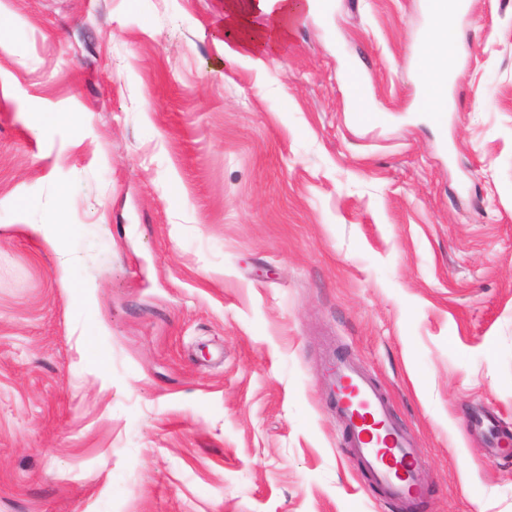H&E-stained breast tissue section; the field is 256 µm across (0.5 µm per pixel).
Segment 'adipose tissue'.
<instances>
[{"mask_svg":"<svg viewBox=\"0 0 512 512\" xmlns=\"http://www.w3.org/2000/svg\"><path fill=\"white\" fill-rule=\"evenodd\" d=\"M314 0H224L219 26L228 58H262L290 38Z\"/></svg>","mask_w":512,"mask_h":512,"instance_id":"1","label":"adipose tissue"}]
</instances>
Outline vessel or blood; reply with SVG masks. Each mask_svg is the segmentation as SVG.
<instances>
[{
	"instance_id": "1",
	"label": "vessel or blood",
	"mask_w": 512,
	"mask_h": 512,
	"mask_svg": "<svg viewBox=\"0 0 512 512\" xmlns=\"http://www.w3.org/2000/svg\"><path fill=\"white\" fill-rule=\"evenodd\" d=\"M453 56L443 61L431 59L425 45H418L413 53L417 75L436 70L433 80L424 84L425 110L438 125L448 120V72ZM346 83L359 119H366L370 110L363 94V78L354 69L346 73ZM339 416L349 436V446L357 455L359 464L372 474L387 499L407 504L420 498L425 491L420 462L413 448L411 436L395 424L385 398L351 360L337 361L332 377Z\"/></svg>"
}]
</instances>
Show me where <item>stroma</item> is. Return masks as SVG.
Returning <instances> with one entry per match:
<instances>
[{
	"instance_id": "stroma-1",
	"label": "stroma",
	"mask_w": 512,
	"mask_h": 512,
	"mask_svg": "<svg viewBox=\"0 0 512 512\" xmlns=\"http://www.w3.org/2000/svg\"><path fill=\"white\" fill-rule=\"evenodd\" d=\"M223 7L0 0V512H402L339 357L413 512H512V0H471L444 129L421 0H317L261 64ZM346 83L354 105V112H358L357 119L365 120L369 116L366 112H374V110L364 98L362 75L355 69H349L346 73ZM332 386L359 464H364L387 499L406 505L420 498L425 483L412 438L391 420L377 387L350 359L336 362Z\"/></svg>"
}]
</instances>
